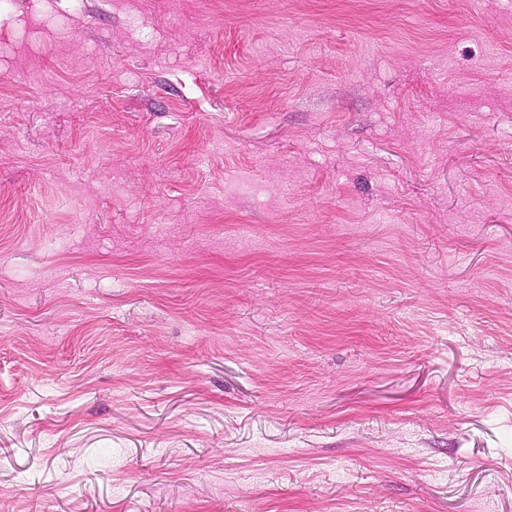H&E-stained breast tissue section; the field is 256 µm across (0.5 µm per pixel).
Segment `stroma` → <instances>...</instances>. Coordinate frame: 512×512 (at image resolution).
Here are the masks:
<instances>
[{
  "instance_id": "obj_1",
  "label": "stroma",
  "mask_w": 512,
  "mask_h": 512,
  "mask_svg": "<svg viewBox=\"0 0 512 512\" xmlns=\"http://www.w3.org/2000/svg\"><path fill=\"white\" fill-rule=\"evenodd\" d=\"M0 512H512V0L1 8Z\"/></svg>"
}]
</instances>
